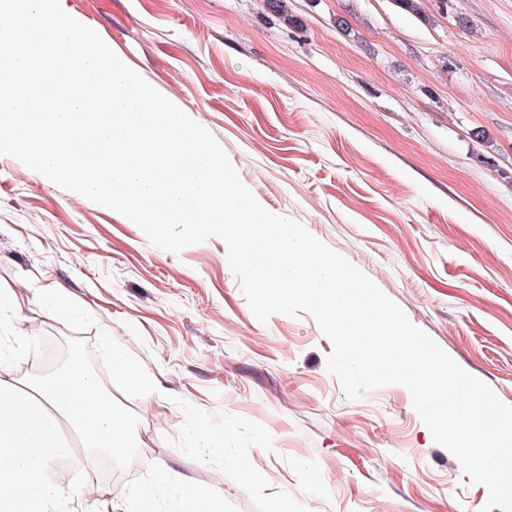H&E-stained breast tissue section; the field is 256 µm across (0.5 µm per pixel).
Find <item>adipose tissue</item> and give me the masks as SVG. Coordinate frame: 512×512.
I'll return each mask as SVG.
<instances>
[{"mask_svg":"<svg viewBox=\"0 0 512 512\" xmlns=\"http://www.w3.org/2000/svg\"><path fill=\"white\" fill-rule=\"evenodd\" d=\"M81 447L128 463L136 435L96 376L73 365L30 384L0 378V512H56L66 487L54 466Z\"/></svg>","mask_w":512,"mask_h":512,"instance_id":"ef3b65f1","label":"adipose tissue"}]
</instances>
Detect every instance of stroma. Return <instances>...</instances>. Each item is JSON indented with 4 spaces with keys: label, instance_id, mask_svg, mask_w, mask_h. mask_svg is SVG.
<instances>
[{
    "label": "stroma",
    "instance_id": "stroma-1",
    "mask_svg": "<svg viewBox=\"0 0 512 512\" xmlns=\"http://www.w3.org/2000/svg\"><path fill=\"white\" fill-rule=\"evenodd\" d=\"M208 129L267 210L345 256L512 405V0H67ZM76 310L55 316L46 288ZM0 334L78 342L139 431L134 475L99 481L187 512H480L482 485L429 437L408 389L348 399L305 313L259 322L222 239L173 253L128 218L0 156ZM126 353L164 387L145 405ZM259 480L245 483L239 461Z\"/></svg>",
    "mask_w": 512,
    "mask_h": 512
}]
</instances>
